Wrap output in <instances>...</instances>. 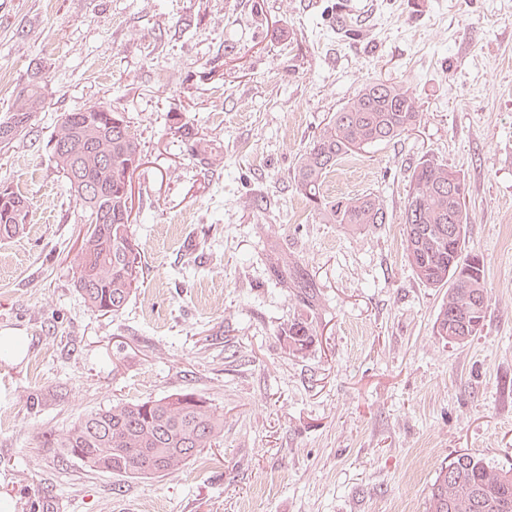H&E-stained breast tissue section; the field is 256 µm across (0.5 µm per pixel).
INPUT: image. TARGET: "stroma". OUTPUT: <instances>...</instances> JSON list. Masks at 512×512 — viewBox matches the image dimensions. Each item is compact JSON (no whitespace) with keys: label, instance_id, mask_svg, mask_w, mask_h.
Wrapping results in <instances>:
<instances>
[{"label":"stroma","instance_id":"obj_1","mask_svg":"<svg viewBox=\"0 0 512 512\" xmlns=\"http://www.w3.org/2000/svg\"><path fill=\"white\" fill-rule=\"evenodd\" d=\"M0 116L42 82L45 108L0 148V186L29 197L0 241V494L12 512H428L463 453L512 468V0H0ZM410 87L413 129L346 156L330 197L376 194L360 232L310 211L289 175L372 80ZM101 103L141 144L129 190L143 277L117 316L73 281L87 212L47 142ZM436 159L468 193L485 263L483 331L447 343L448 291L408 265L401 211ZM314 284L309 305L271 256ZM317 334L302 354L284 333ZM224 436L164 477L101 475L42 445L91 410L176 392ZM288 352L292 355L304 353L316 336V328L312 321L304 318H295L288 325Z\"/></svg>","mask_w":512,"mask_h":512}]
</instances>
